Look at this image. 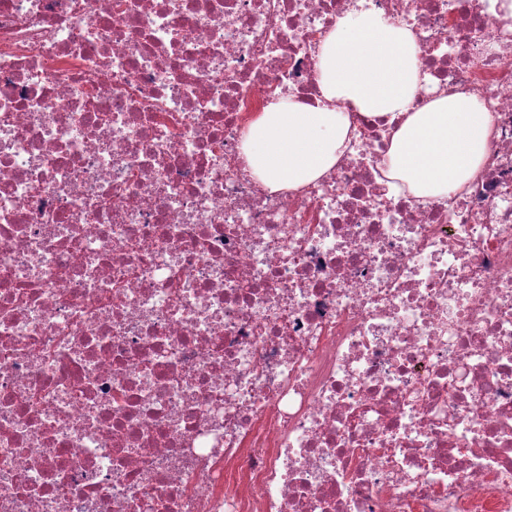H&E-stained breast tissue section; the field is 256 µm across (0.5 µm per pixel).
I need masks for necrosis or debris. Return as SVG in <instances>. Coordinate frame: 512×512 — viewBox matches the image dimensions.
Returning a JSON list of instances; mask_svg holds the SVG:
<instances>
[{"mask_svg":"<svg viewBox=\"0 0 512 512\" xmlns=\"http://www.w3.org/2000/svg\"><path fill=\"white\" fill-rule=\"evenodd\" d=\"M356 7L492 117L461 191L243 144ZM0 512H512V18L499 0H0Z\"/></svg>","mask_w":512,"mask_h":512,"instance_id":"necrosis-or-debris-1","label":"necrosis or debris"}]
</instances>
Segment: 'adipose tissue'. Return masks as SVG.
Listing matches in <instances>:
<instances>
[{
  "label": "adipose tissue",
  "mask_w": 512,
  "mask_h": 512,
  "mask_svg": "<svg viewBox=\"0 0 512 512\" xmlns=\"http://www.w3.org/2000/svg\"><path fill=\"white\" fill-rule=\"evenodd\" d=\"M413 31L372 10L341 17L319 54L321 96L285 97L252 122L244 145L252 175L270 191L295 190L335 166L345 148L351 112L400 119L392 139L390 178L421 197L461 190L483 165L491 115L474 95L412 103L426 82Z\"/></svg>",
  "instance_id": "1"
}]
</instances>
